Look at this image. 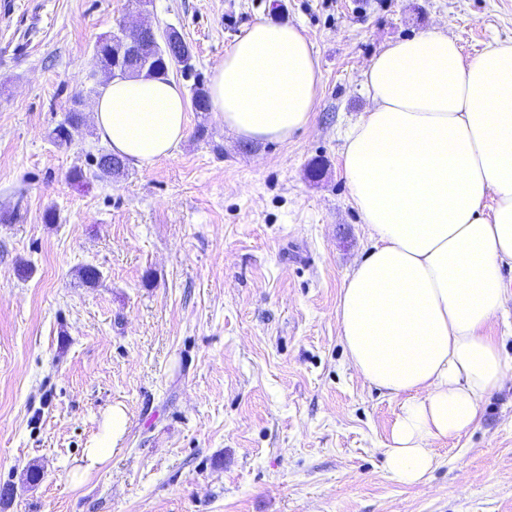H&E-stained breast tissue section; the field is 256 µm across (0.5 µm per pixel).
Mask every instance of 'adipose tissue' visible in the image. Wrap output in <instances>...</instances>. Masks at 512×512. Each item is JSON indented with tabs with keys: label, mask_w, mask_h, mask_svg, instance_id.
Returning a JSON list of instances; mask_svg holds the SVG:
<instances>
[{
	"label": "adipose tissue",
	"mask_w": 512,
	"mask_h": 512,
	"mask_svg": "<svg viewBox=\"0 0 512 512\" xmlns=\"http://www.w3.org/2000/svg\"><path fill=\"white\" fill-rule=\"evenodd\" d=\"M319 86L301 30L263 20L213 67L210 106L238 137L285 142L309 125ZM362 87L371 106L341 157L372 245L336 318L351 366L401 401L385 454L398 481L418 484L432 440L465 433L512 378L485 333L512 301V41L468 58L438 30L398 39ZM93 112L100 140L139 167L172 156L187 129L184 91L169 76L113 79ZM127 423L123 404L104 411L73 484L121 450Z\"/></svg>",
	"instance_id": "adipose-tissue-1"
}]
</instances>
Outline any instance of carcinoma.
<instances>
[{"label": "carcinoma", "instance_id": "obj_1", "mask_svg": "<svg viewBox=\"0 0 512 512\" xmlns=\"http://www.w3.org/2000/svg\"><path fill=\"white\" fill-rule=\"evenodd\" d=\"M129 40L123 42L112 37L98 42L90 66L110 73L112 69L126 70L125 76L156 77L169 72L173 64L182 66L185 70L193 67L192 55L188 44L176 38L179 42L180 52L169 57L157 41L156 34L146 30H132L128 34ZM83 123L82 113L74 108L67 113L63 121L59 122L49 133L53 144L68 146L74 139V132ZM125 160L111 152L99 155L95 160L93 177L118 176L125 172Z\"/></svg>", "mask_w": 512, "mask_h": 512}]
</instances>
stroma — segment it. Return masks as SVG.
I'll list each match as a JSON object with an SVG mask.
<instances>
[{
    "label": "stroma",
    "instance_id": "stroma-1",
    "mask_svg": "<svg viewBox=\"0 0 512 512\" xmlns=\"http://www.w3.org/2000/svg\"><path fill=\"white\" fill-rule=\"evenodd\" d=\"M260 20L318 54L305 129L255 142L192 109L172 157L70 178L103 147L84 80L99 38L176 28L194 68L169 74L190 97ZM433 28L475 56L512 40V0H15L0 16V512H512V382L402 484L385 456L400 402L350 365L336 320L371 246L341 165L371 105L361 74ZM78 92L84 124L56 147ZM117 402L122 450L72 485Z\"/></svg>",
    "mask_w": 512,
    "mask_h": 512
}]
</instances>
